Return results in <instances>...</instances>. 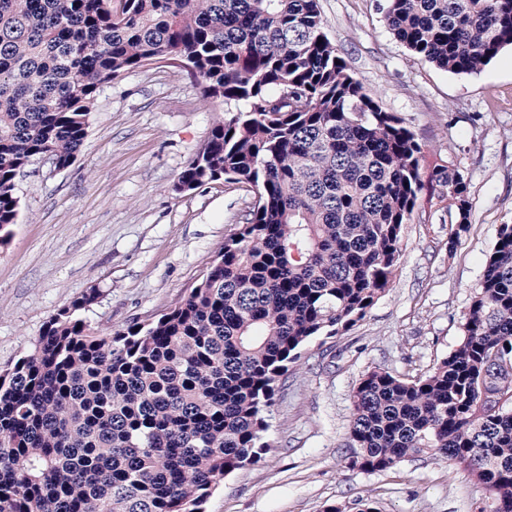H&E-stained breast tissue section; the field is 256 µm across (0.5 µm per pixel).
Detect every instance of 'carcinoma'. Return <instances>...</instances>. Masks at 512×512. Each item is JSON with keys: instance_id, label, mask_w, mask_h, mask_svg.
<instances>
[{"instance_id": "1", "label": "carcinoma", "mask_w": 512, "mask_h": 512, "mask_svg": "<svg viewBox=\"0 0 512 512\" xmlns=\"http://www.w3.org/2000/svg\"><path fill=\"white\" fill-rule=\"evenodd\" d=\"M393 36L440 69L481 71L512 45V0H382ZM168 59L224 103L174 191L251 193L199 283L150 323L109 336L63 306L0 373V512H203L224 477L263 460L288 364L364 320L404 252V226H470L469 183L351 69L318 0H0V245L16 177L71 166L100 87ZM429 373L367 371L351 394L348 465L427 455L512 512V224H502Z\"/></svg>"}]
</instances>
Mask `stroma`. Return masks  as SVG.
Wrapping results in <instances>:
<instances>
[{
	"label": "stroma",
	"instance_id": "1",
	"mask_svg": "<svg viewBox=\"0 0 512 512\" xmlns=\"http://www.w3.org/2000/svg\"><path fill=\"white\" fill-rule=\"evenodd\" d=\"M319 8L366 87L465 174L471 224L452 250L439 217L406 225L388 292L350 331L305 346L270 412L271 450L213 488L204 512H322L334 502L361 512L369 499L380 512H474L484 488L443 462L350 468V394L375 367L431 371L462 334L485 256L499 226L512 224V45L480 73L454 74L396 41L376 0H319ZM223 115L180 61L150 64L100 88L73 165L38 158L18 177V221L0 246V370L84 294H98L84 317L103 335L156 320L198 283L251 201L221 180L173 189Z\"/></svg>",
	"mask_w": 512,
	"mask_h": 512
}]
</instances>
